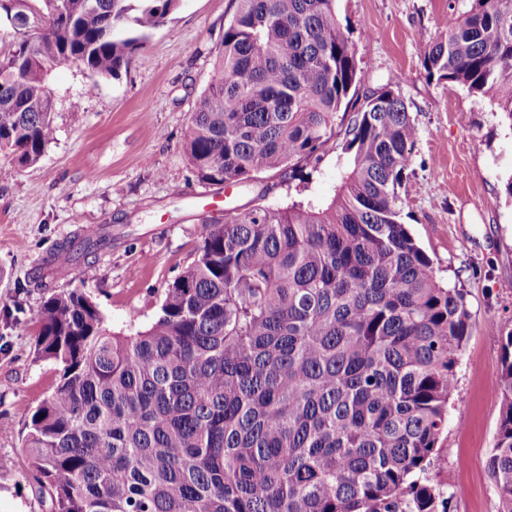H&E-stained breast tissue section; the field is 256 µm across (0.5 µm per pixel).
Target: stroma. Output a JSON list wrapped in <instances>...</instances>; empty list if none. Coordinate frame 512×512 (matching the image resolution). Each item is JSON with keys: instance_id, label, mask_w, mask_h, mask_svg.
Instances as JSON below:
<instances>
[{"instance_id": "stroma-1", "label": "stroma", "mask_w": 512, "mask_h": 512, "mask_svg": "<svg viewBox=\"0 0 512 512\" xmlns=\"http://www.w3.org/2000/svg\"><path fill=\"white\" fill-rule=\"evenodd\" d=\"M462 0H338L337 11L361 69L358 93L389 87L418 128L407 191L398 202L437 274L463 288L471 331L456 368L448 435L430 482L452 495L451 512H498L486 460L501 399V338L512 333V125L491 97L427 76L423 56L439 23ZM235 0H180L118 77L88 78L55 67L53 139L33 167L0 180V512H49L23 449L26 424L59 380L54 363L35 357L37 308L50 293L91 296L108 330L156 315L162 293L202 242L203 219L226 209L289 198H330L340 138L303 179L259 175L246 186L198 180L183 133L215 76L217 48ZM111 225L112 242L80 256L76 275L40 287L42 260L79 242L87 225Z\"/></svg>"}]
</instances>
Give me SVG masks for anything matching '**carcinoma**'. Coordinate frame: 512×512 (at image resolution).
Masks as SVG:
<instances>
[{
    "label": "carcinoma",
    "mask_w": 512,
    "mask_h": 512,
    "mask_svg": "<svg viewBox=\"0 0 512 512\" xmlns=\"http://www.w3.org/2000/svg\"><path fill=\"white\" fill-rule=\"evenodd\" d=\"M0 56V179L54 134L52 70L118 76L138 33L179 0H9ZM428 76L490 94L512 121V0H466L424 53ZM336 0H237L217 71L184 131L199 180L247 184L318 165L343 125L327 201L258 204L205 223L156 318L109 332L82 292L36 312L37 356L60 367L24 448L51 512H450L427 472L448 433L470 335L465 293L401 221L417 126L390 89H357ZM74 261L72 245L45 260ZM487 459L512 512V333Z\"/></svg>",
    "instance_id": "carcinoma-1"
}]
</instances>
